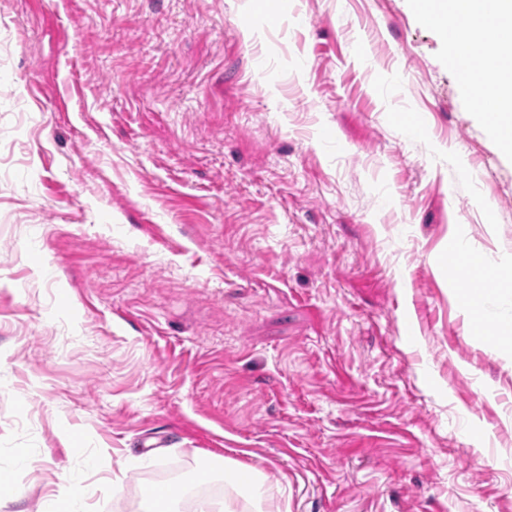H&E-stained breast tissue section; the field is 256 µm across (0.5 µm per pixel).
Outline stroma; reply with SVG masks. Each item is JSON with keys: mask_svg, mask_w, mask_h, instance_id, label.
Masks as SVG:
<instances>
[{"mask_svg": "<svg viewBox=\"0 0 512 512\" xmlns=\"http://www.w3.org/2000/svg\"><path fill=\"white\" fill-rule=\"evenodd\" d=\"M448 52L413 0H0L14 512H252L224 460L271 512H512V345L448 276L512 265V155ZM247 470V466L240 464L236 465L231 471L225 468L224 480L225 482L236 486L240 485V487L244 488L246 496L253 502L255 511H270L267 507L270 496L265 486L266 477L260 472H254L250 475L245 484H240V479L237 475Z\"/></svg>", "mask_w": 512, "mask_h": 512, "instance_id": "stroma-1", "label": "stroma"}]
</instances>
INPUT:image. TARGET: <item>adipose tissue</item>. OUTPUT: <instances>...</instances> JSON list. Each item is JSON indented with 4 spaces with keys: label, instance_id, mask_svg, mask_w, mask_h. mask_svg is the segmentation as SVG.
I'll return each instance as SVG.
<instances>
[{
    "label": "adipose tissue",
    "instance_id": "1",
    "mask_svg": "<svg viewBox=\"0 0 512 512\" xmlns=\"http://www.w3.org/2000/svg\"><path fill=\"white\" fill-rule=\"evenodd\" d=\"M423 14L445 32L455 51L460 50L465 35L473 32L494 44L512 33V0H426ZM475 86L494 97L493 111L483 113L482 118L501 148L512 153V140L502 133L503 128L512 126V58L495 57L492 65L476 72ZM493 285L507 294L505 307L491 310L483 291L470 292L467 305L473 321L490 325L492 335L500 336L512 332V277L496 273Z\"/></svg>",
    "mask_w": 512,
    "mask_h": 512
}]
</instances>
